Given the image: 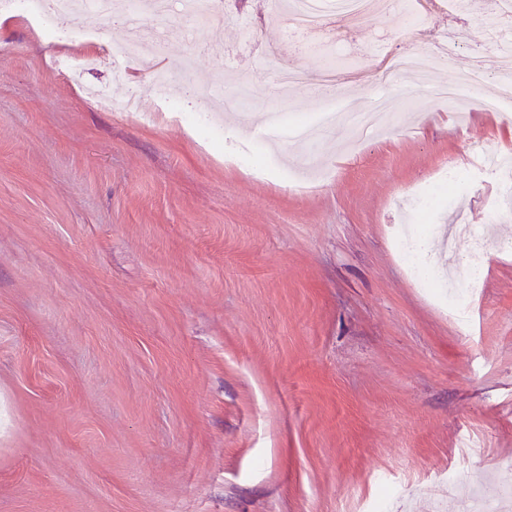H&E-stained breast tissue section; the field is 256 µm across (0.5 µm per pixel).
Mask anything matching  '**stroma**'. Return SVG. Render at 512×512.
<instances>
[{"label": "stroma", "mask_w": 512, "mask_h": 512, "mask_svg": "<svg viewBox=\"0 0 512 512\" xmlns=\"http://www.w3.org/2000/svg\"><path fill=\"white\" fill-rule=\"evenodd\" d=\"M407 2L411 26L334 19L303 52L270 0H222L258 23L253 51L226 22L188 36L179 11L143 16L162 40L132 51L118 16L84 13L64 43L21 12L0 25V512H462L473 477L512 489V252L490 250L465 320L397 249L405 225H445L440 256L464 224L512 237V214L489 221L506 180L478 157L512 152V119L463 125L429 92L482 51L491 4ZM444 31L458 47L429 88L383 82ZM66 55L94 58L80 82ZM330 63L333 92L386 94L404 129L258 134V115L324 103L308 83L281 96L280 69ZM240 87L247 107L217 118L250 168L192 121ZM451 164L470 176L456 202L397 211Z\"/></svg>", "instance_id": "35a3bbf8"}]
</instances>
